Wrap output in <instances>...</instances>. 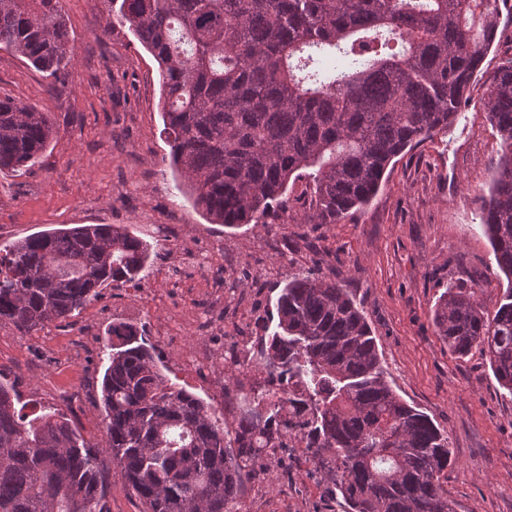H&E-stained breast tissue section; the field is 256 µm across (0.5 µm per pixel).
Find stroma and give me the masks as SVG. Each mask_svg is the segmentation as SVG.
Instances as JSON below:
<instances>
[{
    "instance_id": "35a3bbf8",
    "label": "stroma",
    "mask_w": 512,
    "mask_h": 512,
    "mask_svg": "<svg viewBox=\"0 0 512 512\" xmlns=\"http://www.w3.org/2000/svg\"><path fill=\"white\" fill-rule=\"evenodd\" d=\"M63 9L73 49L63 81L0 49V96L48 113L57 132L38 163L0 175V244L75 224H123L149 242L161 239V224L181 232L151 257L142 297L111 285L96 299L108 310L96 321L84 309L30 336L0 327V383L100 442L101 349L109 331L154 321L165 326L150 342L170 383L223 413L222 363L207 377L184 374L199 342L197 313L223 314L226 335L253 343L275 309L280 282L309 272L350 292L392 387L444 430L456 512H512V393L499 387L480 350L452 354L433 325L448 286L477 284L490 315L507 286L477 202L489 193L500 149L486 113L468 106L447 133L399 157L378 195L340 223L295 224L274 215L227 228L176 187L152 55L128 28L106 30L103 0H63ZM201 252L224 268L205 297L193 269ZM241 501L242 512H344L341 496L313 488L296 460L285 467L258 462Z\"/></svg>"
}]
</instances>
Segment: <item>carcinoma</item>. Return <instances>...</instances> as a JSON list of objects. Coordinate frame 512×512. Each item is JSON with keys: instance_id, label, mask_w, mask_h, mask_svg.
Here are the masks:
<instances>
[{"instance_id": "obj_1", "label": "carcinoma", "mask_w": 512, "mask_h": 512, "mask_svg": "<svg viewBox=\"0 0 512 512\" xmlns=\"http://www.w3.org/2000/svg\"><path fill=\"white\" fill-rule=\"evenodd\" d=\"M156 60L169 163L216 224H338L379 191L392 161L448 132L473 99L500 27L498 0H111ZM0 48L50 78L72 60L62 0H0ZM501 137L481 225L508 287L486 315L477 290L450 286L433 324L448 350L488 356L512 393V58L480 98ZM55 138L48 115L0 99V172L35 164ZM304 183L297 196L288 186ZM152 243L82 224L0 248V324L26 335L61 322L145 270ZM277 320L232 375L215 416L167 383L154 347L114 324L103 345L106 436L91 444L62 416L18 411L0 384V512H107L112 455L144 512H240L252 465L307 414L312 462L347 512H455L448 437L386 380L376 339L346 289L288 277ZM303 399L281 396L289 381Z\"/></svg>"}]
</instances>
